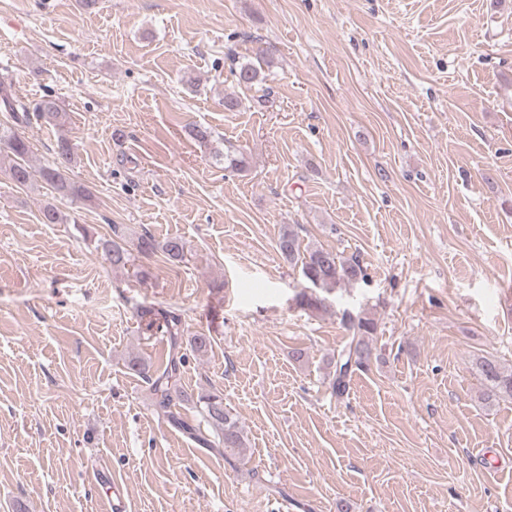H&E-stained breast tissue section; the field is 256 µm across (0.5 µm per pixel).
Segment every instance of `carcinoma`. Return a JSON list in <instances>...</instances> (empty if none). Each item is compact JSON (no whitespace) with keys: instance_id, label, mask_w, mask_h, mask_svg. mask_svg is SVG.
<instances>
[{"instance_id":"obj_1","label":"carcinoma","mask_w":512,"mask_h":512,"mask_svg":"<svg viewBox=\"0 0 512 512\" xmlns=\"http://www.w3.org/2000/svg\"><path fill=\"white\" fill-rule=\"evenodd\" d=\"M231 72L240 85L253 86L264 80L261 67L255 63L237 62ZM0 112L9 115V119L0 122V153H6L9 178L19 184L27 185L34 177L52 186L64 197H88L84 187L67 176V170L75 162L74 147L69 138L57 139L54 153V165L35 172L26 163L29 144L19 134V127L28 126L32 121H43L49 125L62 127L67 122V113L57 98L46 95L32 104L21 97L14 89L12 78L0 74ZM214 157L224 163V167L243 171L247 168V158L233 145L224 146V150H215ZM112 241L103 244L107 260L114 268H123L131 261V249L150 255L162 251L171 261L180 262L184 258L186 243L180 238H171L161 244L144 235L138 238L135 246H130L118 230H113ZM277 249L289 261L301 264L303 277L309 281L320 282L325 288L341 282H355L364 277L363 268L357 258H344L333 250L322 247L301 248L296 230L290 226L284 228L277 241ZM140 322L148 332H161L169 336L171 350L163 372L151 381V394L156 411L171 421H176L173 408L179 403H192L209 430L211 436L202 433L201 428L184 425L187 432L199 443L208 448L222 447L233 451L246 447L245 436L237 419L224 404V394L219 391H201L189 393L179 386L180 366L183 357L179 355L181 319L173 312L153 306H142L137 311ZM342 321L349 336L329 362L334 367L330 382L331 392L336 398H342L348 391L350 375L354 370L366 371L374 356L375 347L371 335L376 331L374 320L352 316L345 312ZM479 370L487 383L491 395L512 398V367L507 368L498 361L483 357L479 360Z\"/></svg>"}]
</instances>
